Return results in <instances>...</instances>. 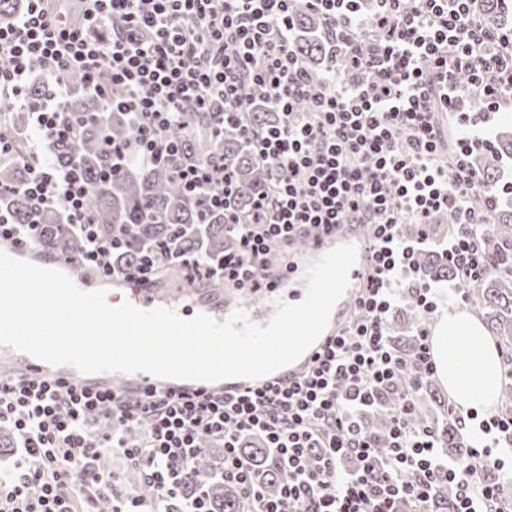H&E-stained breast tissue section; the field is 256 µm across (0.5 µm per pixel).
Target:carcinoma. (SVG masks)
I'll return each instance as SVG.
<instances>
[{"mask_svg": "<svg viewBox=\"0 0 512 512\" xmlns=\"http://www.w3.org/2000/svg\"><path fill=\"white\" fill-rule=\"evenodd\" d=\"M471 8L487 28L503 33L512 30V4L507 0H471ZM294 24V51L311 74L320 79L333 65L345 67L344 59L336 54L324 34L325 22L321 16L298 3ZM68 85V111L79 119L90 118L93 112L98 116L80 128L76 142L54 147V153L59 157H77L91 181L86 202L88 211L104 231L124 232L128 246L114 252V263L123 268L133 267L144 249L165 252L167 243L174 240L175 249L160 260L159 268L173 271L181 278L182 287L192 288L188 277L192 264L217 263L233 249L224 212L206 211L199 202L188 198L175 176L162 164L149 171L131 164L121 175L100 180L101 170L112 165V155L106 151L104 141L125 143L132 138V129L125 115L112 111L102 99L86 92L81 76H71ZM186 122L187 128L173 129L183 155L192 162L211 153L224 156V164L232 170L237 183L230 206L242 214L251 213L254 201L272 192L277 180L274 168L249 147L234 125L224 127V134L215 138L209 133L207 119L202 114L192 113ZM244 122L256 128H269L279 124L280 116L253 98L246 105ZM507 158L512 159L511 134L496 140L477 159L479 183L471 205L486 214L479 235L489 242L491 272L470 285V295L473 306L485 316L489 333L502 337L512 349V277L502 273L512 267V209L507 210L498 203L500 167ZM25 178L22 161L0 166V183L5 186H16ZM0 205L10 208L19 222L30 220L31 205L25 197L4 193L0 195ZM64 209L65 205L59 203L36 217L40 224L37 250L79 269L78 241L74 228L63 221ZM419 264L426 278L452 275L448 263L433 252L421 254ZM444 407L441 396L429 385L418 398L415 417L420 422H434L443 427V451L454 456L458 452L459 434L454 420L443 413ZM240 450L257 479L268 491L276 492L281 476L266 459L263 442L246 436L240 440ZM209 503L212 512H241L244 507L239 490L229 485L213 489Z\"/></svg>", "mask_w": 512, "mask_h": 512, "instance_id": "carcinoma-1", "label": "carcinoma"}]
</instances>
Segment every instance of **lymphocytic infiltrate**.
<instances>
[{
  "instance_id": "1",
  "label": "lymphocytic infiltrate",
  "mask_w": 512,
  "mask_h": 512,
  "mask_svg": "<svg viewBox=\"0 0 512 512\" xmlns=\"http://www.w3.org/2000/svg\"><path fill=\"white\" fill-rule=\"evenodd\" d=\"M327 22L344 71L312 82L292 49L296 2ZM0 25V112L27 115L25 136L0 126V161L14 160L24 138L28 177L23 194L37 206L64 203L78 230L80 260L100 276L153 280L157 255L135 268L110 257L118 236L104 233L86 207L91 184L55 144L79 127L65 107L67 76L80 72L93 96L124 112L130 143L113 147L110 172L126 164H166L188 197L224 209L238 247L221 269L200 263L198 279L219 278L243 293L272 287L274 250L321 241L344 221L366 225L372 273L352 316L290 384L233 395H149L74 390L55 380L0 379V426L17 438L8 476L0 475V512H211L199 475L203 438L224 450L221 480L235 484L250 512H430L438 483L454 489L452 512H494L497 474L512 467L494 456L512 447V416L481 420L480 440L461 439L456 456L442 451V431L413 419L420 389L435 374L429 336L419 329L405 355L389 340L391 315L413 297L423 317L438 309L417 257L438 247L468 300V285L488 270L478 236L484 217L469 200L478 176L473 152L489 148L479 133L490 113L512 102V39L476 20L470 0H376L374 43L363 48L361 0H22ZM469 71L474 91L458 86ZM46 88L33 99V82ZM282 122L244 127L257 154L273 164V191L253 204L256 221L225 210L235 178L221 157L185 162L171 134L189 113L210 118L212 133L238 122L253 92ZM310 111H299L302 101ZM455 113L460 127L453 167L441 160L438 118ZM444 214L450 231L434 242L426 227ZM417 225L415 235L403 233ZM390 400L385 437L364 418ZM263 439L282 475L267 497L238 441ZM138 471L135 488L121 469Z\"/></svg>"
}]
</instances>
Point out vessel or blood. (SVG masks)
Wrapping results in <instances>:
<instances>
[{
	"instance_id": "vessel-or-blood-1",
	"label": "vessel or blood",
	"mask_w": 512,
	"mask_h": 512,
	"mask_svg": "<svg viewBox=\"0 0 512 512\" xmlns=\"http://www.w3.org/2000/svg\"><path fill=\"white\" fill-rule=\"evenodd\" d=\"M353 243L358 247V262L350 272V287L341 300V312L331 319L325 338H333L341 333L349 319L353 305L361 289L371 274L368 230L365 225L341 223L336 225L316 247L306 253L284 254L278 256L270 269L276 282L283 283L301 276L307 264L326 253L332 247ZM112 294L123 297L124 301L142 308L150 309L165 306L178 313H186L192 304L190 297L172 293L156 281H136L124 277L113 278ZM42 378L55 380L76 388L93 387L99 390L118 388L129 395H142L151 391L165 394H184L207 392L211 394L239 393L247 389H259L265 386V379L233 382L206 383L198 381L161 380L145 373L117 374L106 373L85 376L69 366L53 368L28 355L8 347H0V378Z\"/></svg>"
}]
</instances>
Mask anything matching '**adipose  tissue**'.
<instances>
[{"mask_svg": "<svg viewBox=\"0 0 512 512\" xmlns=\"http://www.w3.org/2000/svg\"><path fill=\"white\" fill-rule=\"evenodd\" d=\"M430 353L437 380L462 415L494 411L508 366L478 318L464 310L441 315Z\"/></svg>", "mask_w": 512, "mask_h": 512, "instance_id": "obj_1", "label": "adipose tissue"}]
</instances>
